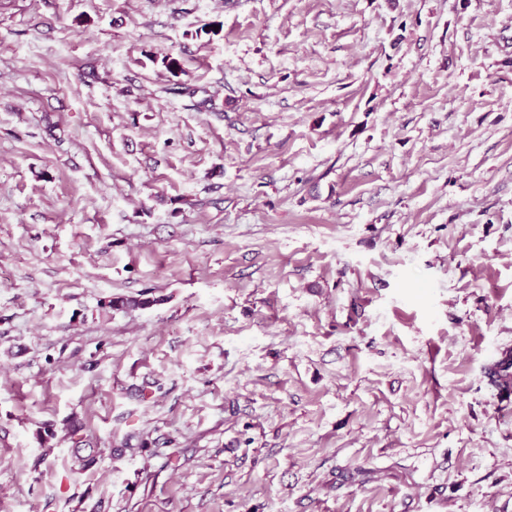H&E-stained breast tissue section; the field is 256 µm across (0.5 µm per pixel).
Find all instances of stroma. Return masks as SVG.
Wrapping results in <instances>:
<instances>
[{
  "label": "stroma",
  "mask_w": 512,
  "mask_h": 512,
  "mask_svg": "<svg viewBox=\"0 0 512 512\" xmlns=\"http://www.w3.org/2000/svg\"><path fill=\"white\" fill-rule=\"evenodd\" d=\"M507 354L512 0H0V512H512Z\"/></svg>",
  "instance_id": "35a3bbf8"
}]
</instances>
